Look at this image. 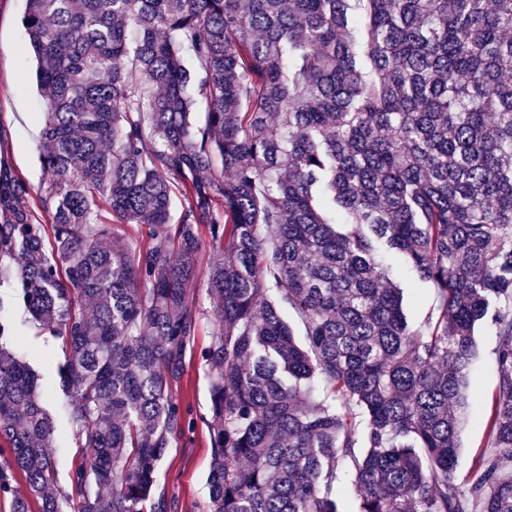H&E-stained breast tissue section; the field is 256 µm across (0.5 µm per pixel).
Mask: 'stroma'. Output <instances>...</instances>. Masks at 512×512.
<instances>
[{"label":"stroma","mask_w":512,"mask_h":512,"mask_svg":"<svg viewBox=\"0 0 512 512\" xmlns=\"http://www.w3.org/2000/svg\"><path fill=\"white\" fill-rule=\"evenodd\" d=\"M24 0H0V169L8 168L27 188L28 204L40 222L48 217L40 202L45 174L39 159L40 96L33 79L35 61L21 23ZM404 304L409 322L423 325L435 304L431 286L414 273L402 271ZM0 310L17 325L14 347L29 353L39 348L61 356V343L45 340L24 308L17 306L9 283H0ZM478 355L473 362L470 391L482 405H490L498 380L494 369L495 336L490 327L477 330ZM176 398L188 405L195 427L190 437L169 450L158 471V481L168 493L178 497L182 512H207L206 476L210 461L208 428L204 422L209 408V382L196 355L187 359L183 382L175 389ZM57 418L54 455L59 480L82 458L60 396L48 400Z\"/></svg>","instance_id":"obj_1"}]
</instances>
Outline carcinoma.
Here are the masks:
<instances>
[{
    "label": "carcinoma",
    "instance_id": "carcinoma-1",
    "mask_svg": "<svg viewBox=\"0 0 512 512\" xmlns=\"http://www.w3.org/2000/svg\"><path fill=\"white\" fill-rule=\"evenodd\" d=\"M22 23L50 222L0 172V278L61 341L88 452L60 485L0 319V440L41 512H179L157 470L194 425L173 390L201 289L209 512H345L346 462L355 512H512V0H25ZM383 251L434 287L424 326ZM470 418L491 448L461 484ZM478 356L473 362L470 377V392L477 396L482 405H490L496 393L498 380L494 369L495 336L489 326H482L476 332ZM336 493L341 495L343 499L344 510H355L357 495L352 485L351 470L346 465L339 467L338 479L336 482Z\"/></svg>",
    "mask_w": 512,
    "mask_h": 512
}]
</instances>
